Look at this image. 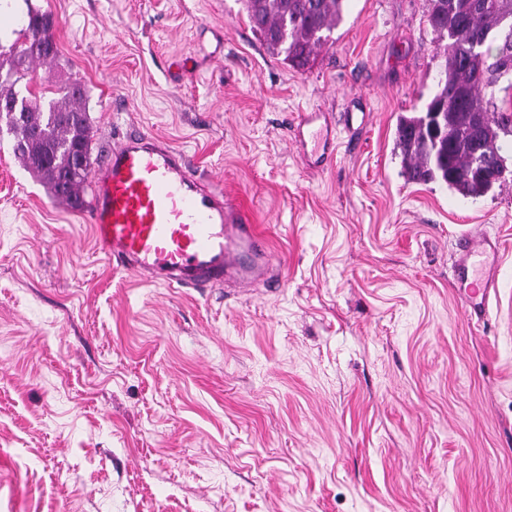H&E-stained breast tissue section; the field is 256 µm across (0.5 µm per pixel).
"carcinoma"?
<instances>
[{
    "label": "carcinoma",
    "mask_w": 512,
    "mask_h": 512,
    "mask_svg": "<svg viewBox=\"0 0 512 512\" xmlns=\"http://www.w3.org/2000/svg\"><path fill=\"white\" fill-rule=\"evenodd\" d=\"M344 0H243L247 17L267 47L304 68L327 45L342 20ZM427 22L444 59L439 89L421 115H401L395 146L412 182H441L463 197L479 198L512 176L505 138H512V0H428ZM51 15L27 10L17 38L0 43L9 67L0 63V100L28 101L21 112H0V130L12 137L15 156L70 208L82 205L92 126L83 107L86 89L61 85L44 100L32 89L34 63L58 56ZM508 81L501 86L502 81ZM504 92L506 96L499 97Z\"/></svg>",
    "instance_id": "carcinoma-1"
}]
</instances>
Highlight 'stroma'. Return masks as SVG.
<instances>
[{
    "label": "stroma",
    "instance_id": "stroma-1",
    "mask_svg": "<svg viewBox=\"0 0 512 512\" xmlns=\"http://www.w3.org/2000/svg\"><path fill=\"white\" fill-rule=\"evenodd\" d=\"M87 89L91 167L134 126L250 211L283 284L113 269L0 137V512H512V180L409 182L400 114L437 90L426 0H346L305 69L242 0H30ZM366 112L296 142L300 112ZM498 239L490 317L456 243Z\"/></svg>",
    "mask_w": 512,
    "mask_h": 512
}]
</instances>
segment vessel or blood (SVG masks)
Returning <instances> with one entry per match:
<instances>
[{
	"label": "vessel or blood",
	"mask_w": 512,
	"mask_h": 512,
	"mask_svg": "<svg viewBox=\"0 0 512 512\" xmlns=\"http://www.w3.org/2000/svg\"><path fill=\"white\" fill-rule=\"evenodd\" d=\"M87 214L118 270L182 288H247L267 279L271 260L252 218L223 189L192 170L186 155L134 129L112 143L90 183ZM486 236L459 244L453 274L470 312L484 317L497 286Z\"/></svg>",
	"instance_id": "b4317fda"
}]
</instances>
